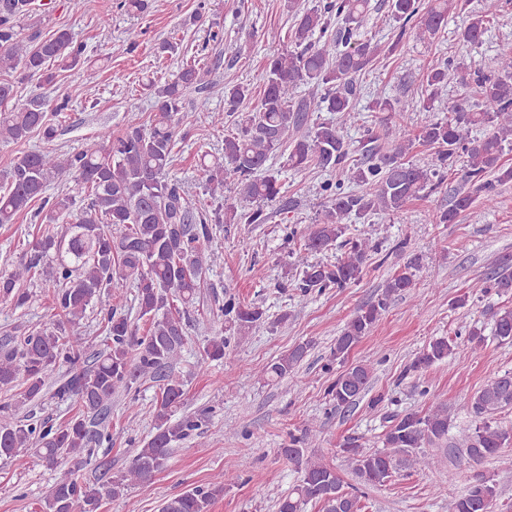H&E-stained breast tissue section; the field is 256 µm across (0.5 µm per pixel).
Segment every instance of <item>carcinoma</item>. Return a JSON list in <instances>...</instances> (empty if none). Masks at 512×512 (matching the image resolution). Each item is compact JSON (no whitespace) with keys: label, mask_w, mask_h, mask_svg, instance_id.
<instances>
[{"label":"carcinoma","mask_w":512,"mask_h":512,"mask_svg":"<svg viewBox=\"0 0 512 512\" xmlns=\"http://www.w3.org/2000/svg\"><path fill=\"white\" fill-rule=\"evenodd\" d=\"M392 18L401 23L396 39L384 46L359 39L358 27L369 10V0H329L299 10L288 0L294 15L290 35L295 48L268 59L264 67L262 93L252 103V90L240 84L224 89L226 112L233 127L224 136V157L212 162L201 158L205 189L214 200L208 213L194 211L181 185L169 177L176 129L196 122L194 113L183 106L185 92L202 81L200 69L188 65L171 81L158 84L147 80L155 98L149 124L131 123L120 135L105 128L95 150L59 154L32 151L18 158L0 174V224H13L19 215L34 209L42 224L72 218L67 231L58 235L45 230L33 240L29 254L8 272L0 273V297L21 308L29 300L24 283L44 275L60 284L54 303L60 319L24 337L21 348L5 347L0 352V387L21 381L25 390L15 405L0 406V456L31 453L56 477L44 499L45 512H98L103 497H122L133 484L146 485L164 465L171 448L198 429L189 415L176 417L184 405L183 382L167 374L189 342L183 315L194 307L212 244L214 224H264L268 216L263 204L280 199L279 173L268 166L271 156L288 148L286 162L292 168L309 163L322 169L341 171L344 183L324 186L326 202L321 218L304 233V246L320 253L334 245L343 254L334 263L306 266L294 288L307 296L325 288H345L359 279L370 253L380 242L348 235V225L371 214L399 215L412 200L429 196L443 187L449 167L458 154L466 158L464 186L453 190L448 207L435 215L437 224H454L476 201L496 203L497 187L512 182V166L502 162L505 149L512 150V43L501 45L494 71H477L462 79L464 93L448 104L451 117L434 119L435 101L448 86V68L431 67L423 76L417 112L425 113L415 134L404 124L398 101L383 91L371 95L370 109L385 114L383 120L398 123L396 138L386 150L368 149V160L349 162L352 152L343 134V123L355 109V79L382 53L398 48L407 26L423 42H432L448 24V15L463 8L462 0H432L426 7L419 0H388ZM501 0H483L461 31L467 43H478L487 25L501 11ZM33 13L31 0H0V141L19 142L38 132L50 140L55 135L51 116L41 103L27 107L11 105L16 77L53 81L51 67L65 70L85 62L83 48L74 45L69 32L58 30L41 41L20 36L19 21ZM308 84L323 91L316 109L336 114V120L312 122L311 102L299 97L300 86ZM224 112V113H226ZM224 113L209 115L211 126H224ZM476 127L488 128L477 139ZM437 148L427 167L404 160L415 141ZM64 177L81 187L82 196L60 193L46 196L50 184ZM235 186L249 202L258 206L238 209L224 205V189ZM420 257L412 255L403 268L390 277L377 299L357 308L331 351L341 362L368 335L387 310L391 298L414 288ZM136 288L139 319L146 333L112 309V289L127 283ZM481 293H512V259L479 281ZM107 308V343L84 365L82 338L67 331L85 316L89 306ZM221 315L238 331L265 321V311L234 298L224 302ZM492 335L512 343V307L491 314ZM484 329L473 325L465 344L439 337L429 342L408 367L421 371L448 358L484 344ZM228 340L214 336L204 346L205 359L224 361ZM310 343L294 346L268 363L262 375L269 382L293 377L307 356ZM68 373L47 392L46 378L56 368ZM162 382L154 401L155 434L138 449L127 470L119 475L104 472L93 484H81L67 467L95 455V447L112 443L106 414L112 396L129 391L140 378ZM372 367L358 363L342 370L328 390L336 408H349L370 388ZM59 401L76 400L79 412L65 425L45 422L23 424L13 408L42 399L46 394ZM474 428L462 444L463 452L475 463L498 457L512 446V429L500 424L497 415L512 408V373L497 375L481 387L468 404ZM448 406L436 404L425 413L409 412L393 419L382 435V449L366 451L356 438H348L341 451L358 484L378 487L387 483L402 464L416 470H437L444 458L430 452L448 448L451 428ZM319 433L308 422L301 435H290L280 453L300 473L297 483L276 501L277 512H304L311 502L322 512H362L358 495L345 490L344 482L329 464L306 455ZM238 480L227 466L204 486L168 498L161 512H210L224 488ZM496 483L478 474L466 490L448 500V512H495Z\"/></svg>","instance_id":"obj_1"}]
</instances>
